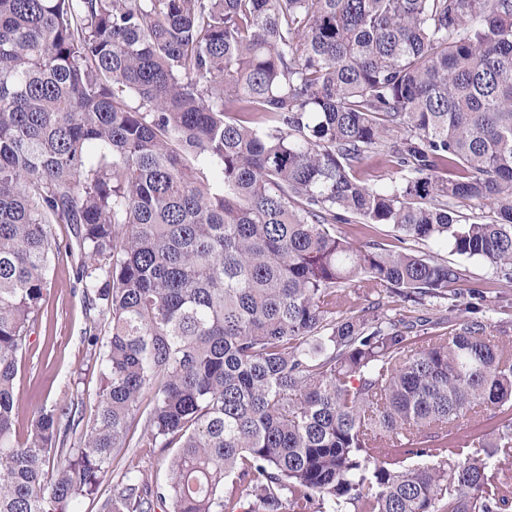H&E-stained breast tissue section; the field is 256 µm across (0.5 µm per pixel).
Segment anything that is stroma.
Returning a JSON list of instances; mask_svg holds the SVG:
<instances>
[{"instance_id":"stroma-1","label":"stroma","mask_w":512,"mask_h":512,"mask_svg":"<svg viewBox=\"0 0 512 512\" xmlns=\"http://www.w3.org/2000/svg\"><path fill=\"white\" fill-rule=\"evenodd\" d=\"M60 248L50 260L45 302L34 322L29 344L17 374L15 428L18 439H26L34 414L60 412L69 402H77L83 423H91L100 406L101 374L97 361L99 349L90 335H104L106 323L86 303L82 286L76 280L81 257L75 249L73 230L67 224L50 227ZM468 286L450 287L444 299L428 300L425 306L411 307L393 294L384 295L389 307L407 317L421 314L450 319L466 317L467 308L478 304L479 320L495 336L512 337V283L498 276L495 269L479 259L460 258ZM485 286L483 300L473 301L469 287ZM170 451L139 447L130 441L113 463L117 472L132 471L149 485L163 483L168 475Z\"/></svg>"}]
</instances>
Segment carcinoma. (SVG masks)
<instances>
[{
  "instance_id": "cac0c4a2",
  "label": "carcinoma",
  "mask_w": 512,
  "mask_h": 512,
  "mask_svg": "<svg viewBox=\"0 0 512 512\" xmlns=\"http://www.w3.org/2000/svg\"><path fill=\"white\" fill-rule=\"evenodd\" d=\"M375 151L410 177L362 183ZM52 224L107 321L67 452L52 414L14 431ZM429 240L512 282V0H0V512H76L150 391L168 479L100 512H512V418L453 437L512 402V349L383 302L465 280ZM343 288L376 299L338 318ZM452 208L460 216L461 223L473 222L475 220H489L494 216L493 210L484 205L480 200L453 201ZM336 222V235L347 239L348 241H367L376 240L388 244L387 246L393 249L396 245L402 246L396 241L393 236L390 227L386 225H377L372 228H365L363 224H360L355 219L351 221Z\"/></svg>"
}]
</instances>
